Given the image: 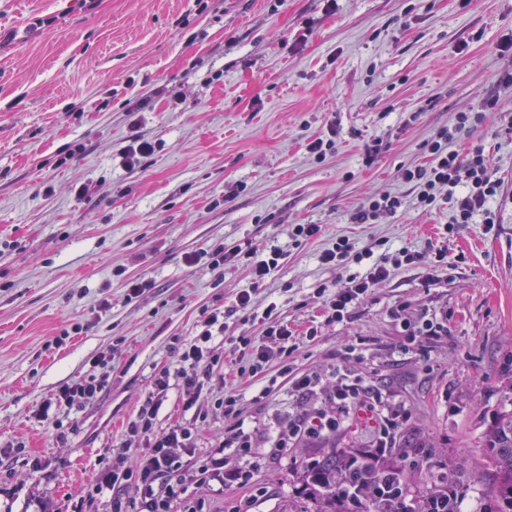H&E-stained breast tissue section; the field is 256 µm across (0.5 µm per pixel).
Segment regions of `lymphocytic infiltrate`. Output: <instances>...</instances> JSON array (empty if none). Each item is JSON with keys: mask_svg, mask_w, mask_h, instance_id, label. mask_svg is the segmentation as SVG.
<instances>
[{"mask_svg": "<svg viewBox=\"0 0 512 512\" xmlns=\"http://www.w3.org/2000/svg\"><path fill=\"white\" fill-rule=\"evenodd\" d=\"M498 53L505 64L494 76L491 89L476 105L456 113L451 124L438 130L428 141L431 165L407 168L402 174L403 180L415 187L420 207L431 210L440 201H452L451 221L455 224H493L497 221L489 204L499 195L502 181L489 164L485 145L471 144L463 155L451 150L450 145L469 135L484 113L498 111L502 93L512 91V39L499 43ZM388 275V262L382 259L373 263L363 276L350 278L347 287L332 291L326 303L329 321H343L354 301L386 280ZM218 322V314H210L204 321L200 339L177 350L181 363L177 375L186 389L200 388L210 379L207 344ZM330 400L332 410L316 408L304 412L291 420L287 429L279 431L274 441L276 451H287L304 438L321 437L336 430L351 414L365 410L377 414L372 450L376 455H384L401 416L397 413L378 414L381 396L373 384L359 376L337 373L336 388ZM139 430L154 437L149 451L134 459L120 457L99 471L86 495L93 499L104 491H111L113 512H176L175 504L184 492L182 454L192 446V430L177 426L157 435L148 416L142 419ZM130 488L137 489L138 499L126 497L125 492Z\"/></svg>", "mask_w": 512, "mask_h": 512, "instance_id": "lymphocytic-infiltrate-1", "label": "lymphocytic infiltrate"}]
</instances>
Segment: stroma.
Instances as JSON below:
<instances>
[{"label":"stroma","instance_id":"obj_1","mask_svg":"<svg viewBox=\"0 0 512 512\" xmlns=\"http://www.w3.org/2000/svg\"><path fill=\"white\" fill-rule=\"evenodd\" d=\"M509 36L512 0H336L332 11L326 0H0V512H111L110 496L90 502L86 490L114 450L148 451L130 428L151 396L155 432H195L187 512L244 501L315 512L305 464L332 446L368 447L363 419L288 453L261 443L228 456L249 479L219 492L194 483L193 464L236 421L271 436L326 406L340 366L407 413L404 430L430 436L431 449L400 461L409 496L479 456L512 381V94L453 145L485 143L503 182L490 203L498 223L450 225L449 204L418 207L402 172L429 165L426 141L488 91ZM135 133L160 148L130 168L118 151ZM330 137L324 156L309 153ZM384 191L405 207L353 223ZM299 224L321 233L296 240ZM342 239L343 261L322 263ZM221 245L283 252L250 311L230 310L251 287L245 261L209 265ZM404 247L423 261L391 265L347 319L327 322L320 285L343 287ZM142 280L149 288L129 296ZM271 304L317 336L261 376L240 375L243 342H264ZM215 311L224 333L210 342V382L188 393L174 378L155 393L159 373L178 367L173 345ZM422 313L447 335L407 342L401 319ZM312 372L321 382L301 399L292 383ZM90 376L101 393L39 422L46 399Z\"/></svg>","mask_w":512,"mask_h":512}]
</instances>
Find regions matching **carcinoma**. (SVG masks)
Segmentation results:
<instances>
[{
  "mask_svg": "<svg viewBox=\"0 0 512 512\" xmlns=\"http://www.w3.org/2000/svg\"><path fill=\"white\" fill-rule=\"evenodd\" d=\"M428 447L421 436L410 433L388 455ZM483 457L480 469L490 480L484 512H512V408L500 411L489 424ZM305 491L318 503L317 512H459L467 488L450 477L409 500L399 468L366 456L362 448H331L306 465Z\"/></svg>",
  "mask_w": 512,
  "mask_h": 512,
  "instance_id": "carcinoma-1",
  "label": "carcinoma"
}]
</instances>
